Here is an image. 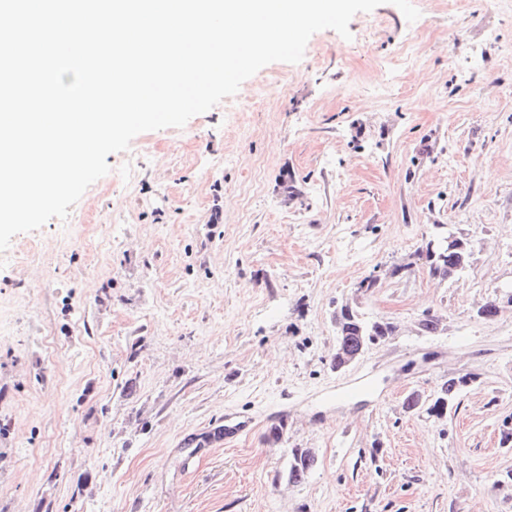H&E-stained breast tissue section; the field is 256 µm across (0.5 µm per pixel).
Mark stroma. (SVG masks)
Wrapping results in <instances>:
<instances>
[{
	"label": "stroma",
	"instance_id": "stroma-1",
	"mask_svg": "<svg viewBox=\"0 0 512 512\" xmlns=\"http://www.w3.org/2000/svg\"><path fill=\"white\" fill-rule=\"evenodd\" d=\"M412 3L137 135L0 253V512H512V307L476 314L512 284V0ZM437 224L472 246L452 279ZM346 303L397 330L336 370ZM434 228L435 230L429 235L427 242H424V245L418 250L419 255H423L424 249L426 250L427 248L426 260L429 263L430 274L442 279H448L461 274L469 266V258L472 252L471 245L463 239H460L461 242L459 249L456 250L452 256L448 257V261L447 258L446 261H441L438 257L433 258L432 255H434L435 249L445 252V254L448 255L452 253L456 247L457 239L459 238L456 233L451 230L450 225L447 226L442 224L440 226V228L443 229L441 235L437 239H432L430 241L438 231L436 226ZM429 241L430 251L428 250ZM468 381L469 380L467 378L463 377L448 378V380H446L441 385L440 391L436 396L434 402L431 405H429L425 409V411L431 415L432 413H435L436 415H441V411H443L444 408H448V405L456 399L459 391L462 389V387L467 385ZM253 418L240 412L224 414V444L248 435L253 430ZM313 464L314 457L308 451L295 450L288 472V479L294 483L302 482Z\"/></svg>",
	"mask_w": 512,
	"mask_h": 512
}]
</instances>
